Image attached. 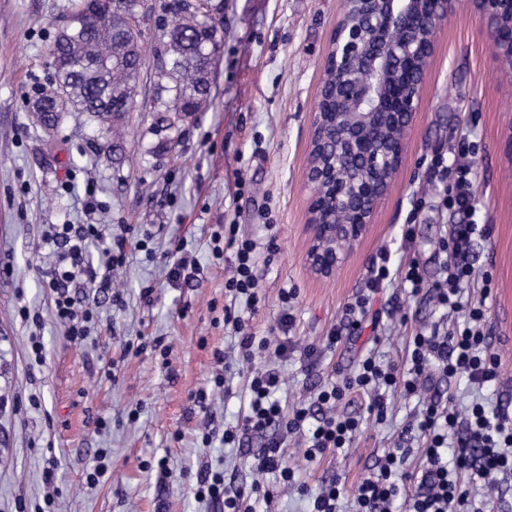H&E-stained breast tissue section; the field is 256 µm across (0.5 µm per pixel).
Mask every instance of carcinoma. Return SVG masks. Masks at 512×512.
Here are the masks:
<instances>
[{
    "label": "carcinoma",
    "mask_w": 512,
    "mask_h": 512,
    "mask_svg": "<svg viewBox=\"0 0 512 512\" xmlns=\"http://www.w3.org/2000/svg\"><path fill=\"white\" fill-rule=\"evenodd\" d=\"M135 0H68L72 23L57 35L52 48L56 80L53 93L37 97L32 111L42 115L40 127L50 131L68 110L85 112L100 130L112 135V155L130 111L137 80L145 66L143 33L130 37L137 25ZM222 5L207 0V12L189 13L184 0H173L167 41L160 49L156 102L159 120L172 126L181 116L208 109L214 70L212 53L220 46L214 13Z\"/></svg>",
    "instance_id": "obj_1"
}]
</instances>
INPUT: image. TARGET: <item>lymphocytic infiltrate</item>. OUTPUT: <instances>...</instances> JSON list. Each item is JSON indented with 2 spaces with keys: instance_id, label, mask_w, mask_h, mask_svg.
Wrapping results in <instances>:
<instances>
[{
  "instance_id": "f902f5d3",
  "label": "lymphocytic infiltrate",
  "mask_w": 512,
  "mask_h": 512,
  "mask_svg": "<svg viewBox=\"0 0 512 512\" xmlns=\"http://www.w3.org/2000/svg\"><path fill=\"white\" fill-rule=\"evenodd\" d=\"M478 233L477 225L465 220L451 225L449 236L442 243L450 257L444 279L425 282L414 264L401 271L402 282L409 284L412 292L431 288L440 306L461 315V324L443 333L436 329L427 334L416 333L409 341L404 359L379 362L366 357L350 378L320 388L317 400L327 411L306 443L303 452L306 460H316L327 451H339L351 444L357 421L335 413L336 405L349 390L368 393L371 397L369 412L381 422L387 413L383 388L399 387L411 396L417 394L420 381L435 372L465 379L479 388L497 381L500 359L484 331L486 302L482 299L467 304L459 301L462 289L475 279L468 255ZM52 239L60 253L46 276L45 285L55 294L56 316L66 324L68 338L80 339L85 337V323L92 319L93 313L88 308H77L69 289L77 285L111 287L112 270L125 262L127 239L113 234L108 224H61L55 228ZM211 241V251L216 256L223 255L225 245L234 246V270L224 282L225 291L233 298L243 299L250 312H258L261 298L254 274L255 242L239 237L233 224L226 233L212 234ZM94 242L104 245L103 264L98 269L85 261L86 249ZM224 322L231 325L238 336L239 361L250 366L249 406L236 426L217 430L210 415L209 390L225 388L226 379L225 353L214 351L216 370L211 385L199 388L192 395L195 407L203 415V444H210L216 436L224 443H236L276 425L284 426L290 433L299 432L307 418L305 409L285 413L276 397L283 384L278 365L288 359L287 340L272 335L259 338L246 332L243 317L229 308L224 311ZM259 351L268 353L269 365L254 366L255 354ZM415 438L422 439L425 447L424 463L417 475L404 466L410 453L408 445ZM505 473L512 474V413L507 408L488 411L477 404L463 415L451 410L449 405L431 401L414 423L398 433L380 468L358 484L355 490L357 512H391L393 503L401 498L405 499L408 512H484L483 505L471 498L467 480H492ZM414 481L419 482L421 491L412 496L408 486ZM195 490L198 498L223 503L224 512H256L254 503L260 498L262 486L255 483L247 488L228 490L224 487L223 473L206 468L197 472Z\"/></svg>"
}]
</instances>
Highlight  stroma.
Instances as JSON below:
<instances>
[{"label": "stroma", "instance_id": "1", "mask_svg": "<svg viewBox=\"0 0 512 512\" xmlns=\"http://www.w3.org/2000/svg\"><path fill=\"white\" fill-rule=\"evenodd\" d=\"M66 2L0 0V512H38L49 469L58 489L55 512H220L194 494V476L205 464L223 471L225 482L268 486L273 496L259 502L258 512H309L310 494L335 477L354 492L427 398L451 393L461 408L476 397L490 407L512 406V156L505 149L512 81L500 79L493 41L467 4L437 37L389 195L346 264L334 278L320 279L305 263V173L310 114L343 0H224L211 106L175 130L163 127L155 110L156 51L165 39L159 20L168 0H138L146 64L117 156L86 113H67L51 134L30 114L35 95L54 82L49 50L67 21ZM464 139L475 146L473 221L484 227L469 255L477 278L464 296L485 299L489 309L490 342L501 362L496 384L477 394L463 380L431 375L418 396L388 393L381 423L367 410L369 395L348 392L336 411L361 423L349 448L309 462L300 450L305 434L284 439L302 493L256 475L253 455L264 437L236 448L203 445L191 395L210 380L215 350L237 355L218 322L229 302L224 282L235 249L225 246L215 259L212 232L234 224L256 243L264 302L248 320L256 335L277 326L281 294L294 291L291 350L278 397L288 412L311 405L325 382L353 374L360 359L404 358L410 336L446 325L431 293H411L396 274L335 351L313 364L304 354L344 323L346 305L366 293L381 250L390 252L391 266L416 263L425 281L442 276L449 261L442 242L460 216L444 202L447 182L435 161L456 164ZM89 199L97 205L92 214L84 207ZM87 223L126 224L130 233L111 292L72 289L93 306L94 318L85 339L71 341L43 286L56 260L46 237L55 225ZM178 245L202 267L198 287L166 275L165 261ZM147 287L153 293L146 300ZM24 306L39 313L40 324L22 320ZM34 334L45 345L38 366L28 358ZM158 340L168 357L155 351ZM131 341L141 344L140 352L128 351ZM247 374L231 365V395L215 393L212 413L220 425L243 416ZM135 409L140 415L132 423L128 414ZM103 448L110 452L108 472L88 484ZM161 460L168 473L160 472Z\"/></svg>", "mask_w": 512, "mask_h": 512}]
</instances>
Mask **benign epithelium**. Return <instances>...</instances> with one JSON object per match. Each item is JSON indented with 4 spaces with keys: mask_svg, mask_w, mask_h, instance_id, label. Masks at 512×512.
Masks as SVG:
<instances>
[{
    "mask_svg": "<svg viewBox=\"0 0 512 512\" xmlns=\"http://www.w3.org/2000/svg\"><path fill=\"white\" fill-rule=\"evenodd\" d=\"M458 0H344L330 38L312 112L305 261L331 279L373 223L402 167L420 110L437 35ZM493 40L501 75L512 80V0H468ZM354 216L330 224L328 201Z\"/></svg>",
    "mask_w": 512,
    "mask_h": 512,
    "instance_id": "obj_1",
    "label": "benign epithelium"
}]
</instances>
